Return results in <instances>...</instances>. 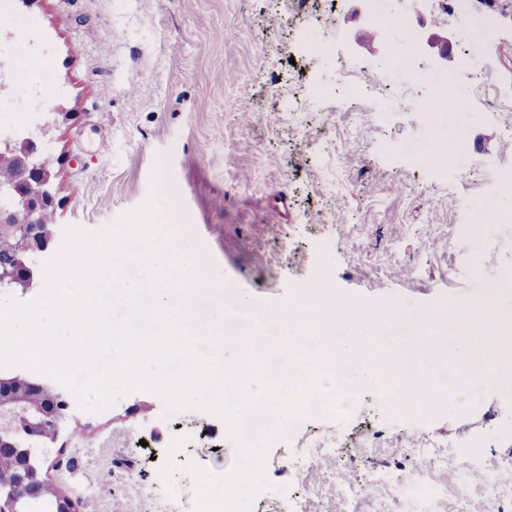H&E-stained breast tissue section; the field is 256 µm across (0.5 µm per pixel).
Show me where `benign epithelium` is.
I'll list each match as a JSON object with an SVG mask.
<instances>
[{
  "mask_svg": "<svg viewBox=\"0 0 512 512\" xmlns=\"http://www.w3.org/2000/svg\"><path fill=\"white\" fill-rule=\"evenodd\" d=\"M55 123L46 121L22 142L11 145V169L0 183V235L27 240L28 255L0 264V285L28 288L33 284L36 259L52 244L49 225L40 213L56 209L52 158ZM69 404L46 387L21 378L0 381V450L9 456V468L0 474V512H19L17 492L29 487L55 496V512H78V502L57 492L41 476L32 442L21 430L41 438L47 446L57 441Z\"/></svg>",
  "mask_w": 512,
  "mask_h": 512,
  "instance_id": "7a95c632",
  "label": "benign epithelium"
}]
</instances>
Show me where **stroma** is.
Segmentation results:
<instances>
[{"mask_svg":"<svg viewBox=\"0 0 512 512\" xmlns=\"http://www.w3.org/2000/svg\"><path fill=\"white\" fill-rule=\"evenodd\" d=\"M455 20L436 16L443 0H393L403 31L417 38L388 65L376 0H15V32L31 36L49 57L57 81L47 111L65 112L53 132L57 172L56 232L74 225L96 231L149 197L173 205L208 255L205 278L229 285L237 299L276 312L299 282L329 278L337 293L365 308L389 300L417 308H464L478 299L512 311V219L464 236L466 209L488 206L486 175L512 178L506 152L512 128V0H453ZM493 31L475 37L467 22ZM447 36L448 61L426 51L424 38ZM329 49L309 53L306 39ZM386 37V38H387ZM463 81V103L419 112L432 73ZM367 82L356 99L319 95V86ZM253 116L241 123L239 105ZM462 133L445 145L447 161L421 164L432 133ZM350 156L336 168L332 144ZM189 432L199 446L187 462L171 459L172 436ZM321 434L336 435L362 464L351 480L413 471V455L431 440L453 450L448 500L469 497L485 512L481 488L462 486L466 444L485 445L487 466L512 461V383L489 387L472 411L434 415L408 426L374 394L355 401L345 420L319 418L269 448L268 489L251 512H288L304 477L288 451ZM371 447H363L364 438ZM224 467L238 459L223 421L187 410L165 416L161 400L131 393L108 410L70 404L66 429L42 464V476L72 497L93 498L98 512H196L195 470L212 468L214 444Z\"/></svg>","mask_w":512,"mask_h":512,"instance_id":"1","label":"stroma"}]
</instances>
